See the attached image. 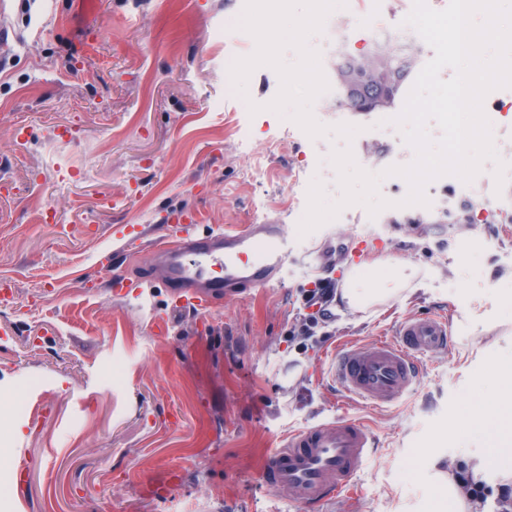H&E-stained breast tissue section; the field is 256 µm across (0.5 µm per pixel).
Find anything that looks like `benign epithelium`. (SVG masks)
Segmentation results:
<instances>
[{"instance_id": "7a95c632", "label": "benign epithelium", "mask_w": 512, "mask_h": 512, "mask_svg": "<svg viewBox=\"0 0 512 512\" xmlns=\"http://www.w3.org/2000/svg\"><path fill=\"white\" fill-rule=\"evenodd\" d=\"M401 75L402 69L390 62L388 54L371 49L356 59L353 68L336 71V83L342 89L361 83L373 85L370 97L356 108L358 112H371L390 104L399 87Z\"/></svg>"}]
</instances>
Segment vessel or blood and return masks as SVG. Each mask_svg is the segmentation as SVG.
<instances>
[{
    "instance_id": "vessel-or-blood-1",
    "label": "vessel or blood",
    "mask_w": 512,
    "mask_h": 512,
    "mask_svg": "<svg viewBox=\"0 0 512 512\" xmlns=\"http://www.w3.org/2000/svg\"><path fill=\"white\" fill-rule=\"evenodd\" d=\"M169 234L175 246L156 248L160 277L176 302L203 311L279 281L290 256L284 224H246L202 237L193 225L173 224ZM450 343L446 315L406 317L391 336L340 346L332 378L347 398L380 408L407 394L422 360L447 352ZM374 447L372 434L354 419L307 426L281 440L262 467V481L316 512L332 498H355L354 480Z\"/></svg>"
}]
</instances>
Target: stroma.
<instances>
[{"mask_svg": "<svg viewBox=\"0 0 512 512\" xmlns=\"http://www.w3.org/2000/svg\"><path fill=\"white\" fill-rule=\"evenodd\" d=\"M241 15L237 0H0V280L12 293L0 303V512H300L289 492L266 490L262 460L289 431L340 416L363 422L376 450L356 504L326 512H436V474L461 461L489 485L512 481L467 425L478 380L512 362V88L485 97L498 154L486 178L430 183L447 211H396L402 187L384 179L378 217L352 204L303 235L312 181L342 197L339 138L268 110L281 87L270 66L234 90L230 64L257 47ZM308 45L330 85L315 119L358 126L353 156L368 172L411 156L378 113L341 107L326 33ZM192 213L200 236L287 225L281 281L205 314L175 310L152 244ZM116 225L144 232L143 246L124 248ZM339 236L378 250L343 256L337 282L394 265L423 281L335 314L313 339L291 335L315 257ZM104 253L131 283L124 295L99 270ZM443 309L453 346L425 359L401 401L368 408L333 386L340 342L367 344Z\"/></svg>", "mask_w": 512, "mask_h": 512, "instance_id": "1", "label": "stroma"}]
</instances>
